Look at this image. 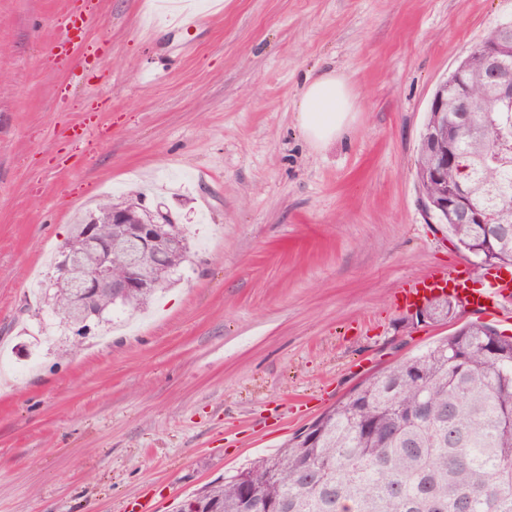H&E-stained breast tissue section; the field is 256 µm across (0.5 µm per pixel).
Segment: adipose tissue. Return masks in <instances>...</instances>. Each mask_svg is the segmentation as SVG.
I'll return each instance as SVG.
<instances>
[{"instance_id":"adipose-tissue-1","label":"adipose tissue","mask_w":512,"mask_h":512,"mask_svg":"<svg viewBox=\"0 0 512 512\" xmlns=\"http://www.w3.org/2000/svg\"><path fill=\"white\" fill-rule=\"evenodd\" d=\"M352 109L353 100L345 79L331 71L307 82L298 106L303 130L319 141L336 135Z\"/></svg>"}]
</instances>
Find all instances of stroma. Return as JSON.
Listing matches in <instances>:
<instances>
[{"instance_id":"stroma-1","label":"stroma","mask_w":512,"mask_h":512,"mask_svg":"<svg viewBox=\"0 0 512 512\" xmlns=\"http://www.w3.org/2000/svg\"><path fill=\"white\" fill-rule=\"evenodd\" d=\"M0 0V512H172L275 453L365 376L461 325L402 288L457 264L416 178L430 102L512 0ZM333 70L328 141L297 112ZM168 212L190 259L147 310L87 336L52 308L73 224L103 199ZM298 112L305 133L316 140H326L342 128L353 100L342 75L326 72L310 79L302 93Z\"/></svg>"}]
</instances>
